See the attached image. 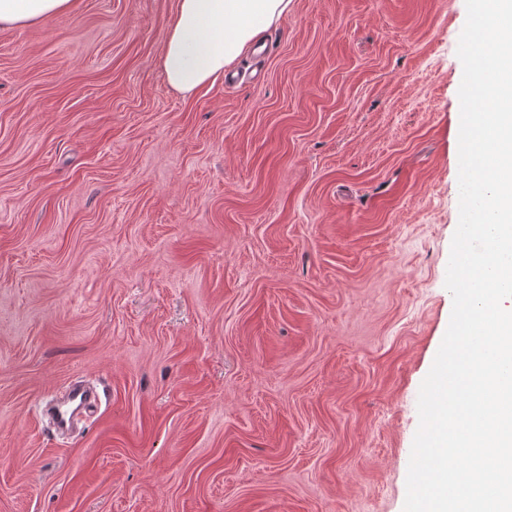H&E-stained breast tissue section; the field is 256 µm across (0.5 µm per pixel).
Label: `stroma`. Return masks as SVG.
Wrapping results in <instances>:
<instances>
[{
  "label": "stroma",
  "mask_w": 512,
  "mask_h": 512,
  "mask_svg": "<svg viewBox=\"0 0 512 512\" xmlns=\"http://www.w3.org/2000/svg\"><path fill=\"white\" fill-rule=\"evenodd\" d=\"M176 8L0 28V512H403L465 0H293L187 96ZM75 378L101 403L59 439Z\"/></svg>",
  "instance_id": "35a3bbf8"
}]
</instances>
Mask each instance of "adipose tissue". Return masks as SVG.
Listing matches in <instances>:
<instances>
[{
  "instance_id": "ef3b65f1",
  "label": "adipose tissue",
  "mask_w": 512,
  "mask_h": 512,
  "mask_svg": "<svg viewBox=\"0 0 512 512\" xmlns=\"http://www.w3.org/2000/svg\"><path fill=\"white\" fill-rule=\"evenodd\" d=\"M291 5L292 0H178L161 59L169 85L187 95L216 81ZM71 6L72 0H0V28L42 22Z\"/></svg>"
}]
</instances>
